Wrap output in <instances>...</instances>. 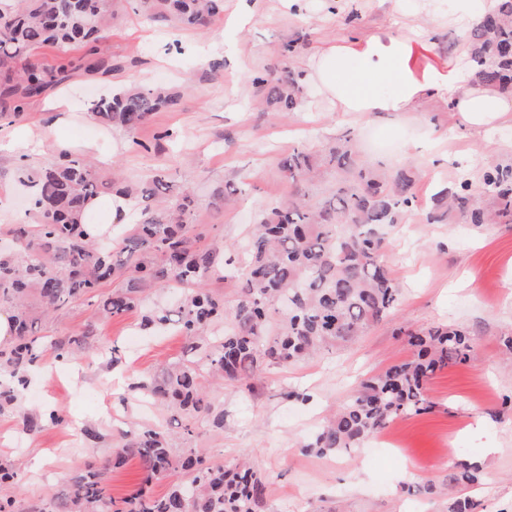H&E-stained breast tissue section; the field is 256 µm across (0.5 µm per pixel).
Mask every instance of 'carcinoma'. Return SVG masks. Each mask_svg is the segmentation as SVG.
<instances>
[{"mask_svg": "<svg viewBox=\"0 0 512 512\" xmlns=\"http://www.w3.org/2000/svg\"><path fill=\"white\" fill-rule=\"evenodd\" d=\"M140 4L153 18L201 30L224 8L223 0ZM111 20L112 0H16L14 6L0 8V97L16 102L9 116L22 119L28 99L65 78V69L48 71L38 63V48L100 42ZM465 42L474 79L512 91V0H498L493 11L467 30ZM300 79L290 71L273 84L264 72L252 82L271 85L269 99L284 116L297 106ZM176 100L177 95L162 88L135 86L95 100L90 112L105 125L133 132L150 114ZM353 139L354 133L346 132L318 160L296 148L280 161L296 189L253 225L244 257L232 274L240 289L228 307L224 296L211 291L210 281L233 267L234 245L208 240L205 227L189 222L188 191L174 190L160 174L135 187L118 180L106 183L91 160L66 150L38 171L19 167L17 177L31 188L29 207L38 223L12 225L16 249L0 254V305L14 310L16 339L13 346L0 349V367L11 377L10 383L0 384V413L20 400L30 367L45 352L37 337L38 319L27 306L31 296L48 314L88 295L98 300L101 315L115 317L137 308L153 289L182 288L176 313L153 310L143 327L158 331L177 324L187 360L164 369L159 378L134 381L129 389L187 417L184 434L189 440L200 417L224 427V410L215 407L202 384L198 361L216 378L248 382L267 367L353 343L387 318L401 295L385 263L387 228L416 206L414 180L405 169L387 175L366 167L352 152ZM325 165L336 167L340 178L328 199L313 203L302 184ZM480 183L479 198L465 177L440 189L426 223L453 219L475 227L511 224L512 163L484 169ZM108 189L133 199L140 209L139 222L118 250L100 243L93 225L86 223L87 205ZM160 195L169 196L170 202L155 210L151 202ZM112 279L121 280V286L99 294ZM407 337L412 359L362 382L303 446L305 452L346 454L396 420L432 411L429 381L445 368L476 359L471 334L462 327L433 326ZM87 349L86 334L54 345L58 359H76ZM128 457L139 460L147 484L179 469L185 478L161 497L140 488L117 501L106 475ZM448 479L474 487L482 482V473L477 466L458 463ZM263 492L264 479L253 467L210 464L199 450L175 459L165 432L154 428L124 437L112 461L88 466L52 509L35 505L30 512H261Z\"/></svg>", "mask_w": 512, "mask_h": 512, "instance_id": "1", "label": "carcinoma"}]
</instances>
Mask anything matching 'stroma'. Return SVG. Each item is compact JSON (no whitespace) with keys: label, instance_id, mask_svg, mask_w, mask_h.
<instances>
[{"label":"stroma","instance_id":"obj_1","mask_svg":"<svg viewBox=\"0 0 512 512\" xmlns=\"http://www.w3.org/2000/svg\"><path fill=\"white\" fill-rule=\"evenodd\" d=\"M468 27L449 14L448 0H224L223 12L204 32L150 18L139 0H113L112 28L96 51L83 45L37 50L44 67H66L67 77L30 99L22 120H0V239L11 225L36 221L15 180L17 168L44 167L64 148L95 158L106 177L117 170L140 182L161 173L188 187L191 223L210 225L235 245L245 242L267 207L288 197L292 183L280 159L296 147L321 154L348 129L370 165L411 166L418 206L395 229L386 254L401 285L388 320L350 347L269 367L250 386L224 383L213 394L224 410L223 427L198 420L191 444L183 439L180 415L128 390L133 377L182 359L176 328L153 336L142 328L145 310L174 307L175 289L151 292L143 307L113 318L100 317L94 299L75 298L41 321L44 344L87 331L93 347L73 362L45 354L43 372L31 378L21 400L26 410L60 406L63 424L29 433L18 416L0 417V431L8 433L0 456L19 469L6 493L19 512L49 506L88 461L111 456L120 432L155 426L166 432L173 457L193 445L216 464L256 465L266 477L265 512H448L458 494L448 483L454 463L476 459L484 512H512V353L501 342L512 334V224L475 228L424 220L442 186L463 175L479 184L487 165L512 161V122L473 127L444 98L362 121L337 111L309 78L320 50L359 35H410L416 42L410 67H438L465 57ZM292 40L296 53L281 57ZM97 56L111 60L112 71L92 69ZM215 61L223 68L213 76ZM273 67L302 76L299 104L281 120L252 83L255 73ZM131 84L167 87L179 101L152 113L132 135L92 119L93 100ZM52 123L53 136L15 151L24 131ZM167 129L176 138L159 140ZM446 324L471 331L477 357L431 379L434 410L397 421L405 452L371 441L346 457L302 452L364 379L411 357L405 330ZM114 341L125 355L110 371L97 348ZM88 425L98 429L97 442L83 441L80 431ZM421 480L433 481L437 493L412 491L411 483Z\"/></svg>","mask_w":512,"mask_h":512}]
</instances>
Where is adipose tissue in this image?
<instances>
[{"mask_svg": "<svg viewBox=\"0 0 512 512\" xmlns=\"http://www.w3.org/2000/svg\"><path fill=\"white\" fill-rule=\"evenodd\" d=\"M413 48L409 38L358 37L320 51L313 77L335 101L337 111L368 119L383 112H406L424 98L442 95L472 125L512 113V94L470 82L461 63L413 71L408 65Z\"/></svg>", "mask_w": 512, "mask_h": 512, "instance_id": "adipose-tissue-1", "label": "adipose tissue"}]
</instances>
